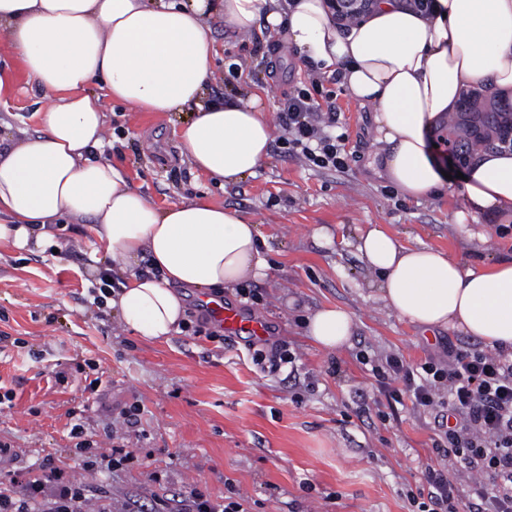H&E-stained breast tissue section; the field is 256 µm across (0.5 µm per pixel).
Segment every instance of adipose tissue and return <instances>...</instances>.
Masks as SVG:
<instances>
[{"instance_id": "adipose-tissue-1", "label": "adipose tissue", "mask_w": 512, "mask_h": 512, "mask_svg": "<svg viewBox=\"0 0 512 512\" xmlns=\"http://www.w3.org/2000/svg\"><path fill=\"white\" fill-rule=\"evenodd\" d=\"M240 34L281 35L299 57L339 75L373 110L371 166L402 196L447 191L435 146L461 112H512V0H376L338 24L327 0H0V38L50 100L36 135L0 141V248L56 246L62 220L84 226L116 282L106 302L135 335L158 340L185 323V288L222 291L267 277L253 215L204 196L157 207L105 153L103 99L133 112L193 117L175 137L204 175L232 184L267 159L273 128L254 106L206 100L218 55L210 18ZM458 221L512 223V150L468 157ZM355 248L378 276L377 298L424 332L447 329L512 358V256L490 263L408 246L384 226ZM353 314L326 306L307 319L319 347L348 344Z\"/></svg>"}]
</instances>
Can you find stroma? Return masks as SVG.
I'll use <instances>...</instances> for the list:
<instances>
[{
  "instance_id": "35a3bbf8",
  "label": "stroma",
  "mask_w": 512,
  "mask_h": 512,
  "mask_svg": "<svg viewBox=\"0 0 512 512\" xmlns=\"http://www.w3.org/2000/svg\"><path fill=\"white\" fill-rule=\"evenodd\" d=\"M212 34L218 56L208 93L244 103L260 95L274 127L256 174L223 187L197 173L174 136L186 109L131 112L104 100L108 154L158 207L204 194L255 216L272 270L221 297L264 319L269 334H226L191 295L180 333L132 336L94 301L92 246L78 224L58 233L55 252L1 249L0 440L12 452L0 459V474L57 466L117 507L197 488L215 499L236 493L246 512H418L412 496L437 457V411L395 403L372 367L394 354L444 366L449 350L480 344L421 332L387 311L353 243L358 229L381 224L406 245L486 260L512 253V229L458 224L452 198L408 200L376 176L371 112L304 65L282 37L265 29L243 36L220 22ZM0 73L9 80L0 137L34 133L47 100L3 42ZM314 80L331 92L347 135L346 165L336 171L309 166L281 144V100ZM326 305L355 317L349 345L336 351L316 347L305 331L307 317ZM274 348L288 364L272 368L266 355ZM132 410L137 422L129 427L124 415ZM77 423L99 444L96 467H86L70 433ZM116 435L136 450L118 468L108 464Z\"/></svg>"
}]
</instances>
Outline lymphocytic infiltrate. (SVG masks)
<instances>
[{"instance_id":"f902f5d3","label":"lymphocytic infiltrate","mask_w":512,"mask_h":512,"mask_svg":"<svg viewBox=\"0 0 512 512\" xmlns=\"http://www.w3.org/2000/svg\"><path fill=\"white\" fill-rule=\"evenodd\" d=\"M288 154L303 156L320 169L344 165L345 135L335 134L336 115L322 111L306 90L288 93L281 103ZM390 399H410L415 408L443 405L446 448L470 474V497H462L444 467L427 466L424 487L428 512H512V361L486 351H459L447 367L405 363L395 355L375 365ZM0 512H141L138 502L113 510L105 495H91L54 467L27 480L21 497L0 489Z\"/></svg>"}]
</instances>
